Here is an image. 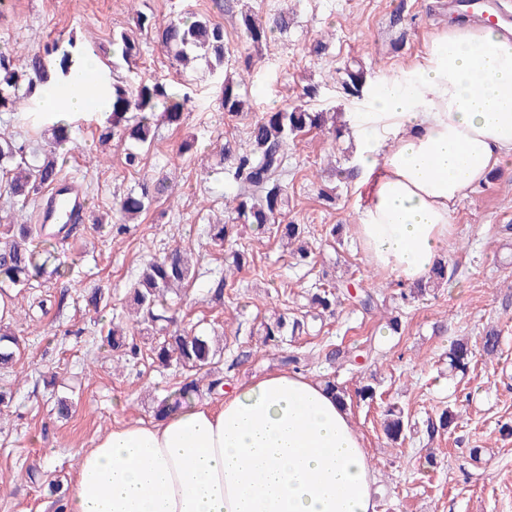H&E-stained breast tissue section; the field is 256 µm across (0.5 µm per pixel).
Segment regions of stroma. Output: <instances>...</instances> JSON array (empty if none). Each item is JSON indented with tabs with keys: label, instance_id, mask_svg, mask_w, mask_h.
<instances>
[{
	"label": "stroma",
	"instance_id": "35a3bbf8",
	"mask_svg": "<svg viewBox=\"0 0 512 512\" xmlns=\"http://www.w3.org/2000/svg\"><path fill=\"white\" fill-rule=\"evenodd\" d=\"M261 20L283 9L294 22L274 33L246 79L244 112L224 113L221 82L236 76L235 59L246 53L238 12L218 10L214 0H10L0 12V51L16 61L53 39L75 38L88 51L105 55L112 35L133 28L136 11L166 18L184 12L209 17L224 27V46L233 61L223 74L198 60L176 74L166 52L147 40L135 73L184 84L193 107L181 125L156 118L157 136L139 167L125 164L127 144L100 140L106 113L74 116L72 140L62 147L64 177L88 194L83 224L63 238L60 260L68 272L41 276L24 289H10L0 321L20 342V356L0 371V389L12 399L0 410V512H55L49 483L69 488L77 454L93 447L113 428L151 422L153 409L185 381L163 370L139 341L134 355H117L100 332L121 314L127 293L143 265L180 246L190 250L195 277L167 305L177 326L200 325L224 335V350L211 369L221 379L209 394L219 403L242 382L283 370L288 353L301 358L298 370L313 379L330 374L347 390L363 382L378 393L370 404L349 408L375 471V512H512V438L499 432L512 422V166H503L454 207L456 233L442 252L447 285L405 300V287L376 270L352 230L361 189L354 176L351 138L304 130L288 147L283 182L288 193L284 220L309 229L306 260L283 251L276 237L239 229L223 243L209 224L226 218L225 199L235 190L224 144L247 148L248 132L262 113L289 104L335 113L344 121L367 111L366 96L347 93L345 66L363 68L366 88L394 81L420 63L432 38L449 24L446 0H244ZM324 50L314 53L316 40ZM126 65L117 74L127 75ZM314 86V95L303 92ZM173 180L171 199L161 200L134 223L109 221L114 202L145 178ZM334 204H326L324 194ZM247 250L250 266L236 274L224 297L209 290L224 274L230 251ZM379 292L378 310L345 300L333 315L311 309L310 291L343 281ZM109 291V304L94 310L87 297ZM305 316V334L279 346L263 344L258 328L272 311ZM398 315L400 333L386 326ZM499 330L494 359L476 354L466 374L449 373L448 348L459 338L479 340ZM342 357H334V350ZM74 404L59 418L56 397ZM403 408L409 428L404 441L388 444L382 430L386 404ZM456 414L446 433L428 435L426 426L442 410ZM480 456H472V449Z\"/></svg>",
	"mask_w": 512,
	"mask_h": 512
}]
</instances>
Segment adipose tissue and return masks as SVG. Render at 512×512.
Returning a JSON list of instances; mask_svg holds the SVG:
<instances>
[{
    "label": "adipose tissue",
    "mask_w": 512,
    "mask_h": 512,
    "mask_svg": "<svg viewBox=\"0 0 512 512\" xmlns=\"http://www.w3.org/2000/svg\"><path fill=\"white\" fill-rule=\"evenodd\" d=\"M365 193L355 234L396 279H427L453 206L512 163V38L449 26L353 117ZM347 404L297 372L252 379L101 436L78 453L65 512H374Z\"/></svg>",
    "instance_id": "obj_1"
}]
</instances>
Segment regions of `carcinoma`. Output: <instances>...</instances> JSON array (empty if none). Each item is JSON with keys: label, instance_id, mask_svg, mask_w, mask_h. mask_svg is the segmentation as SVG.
<instances>
[{"label": "carcinoma", "instance_id": "carcinoma-1", "mask_svg": "<svg viewBox=\"0 0 512 512\" xmlns=\"http://www.w3.org/2000/svg\"><path fill=\"white\" fill-rule=\"evenodd\" d=\"M135 29L123 31L112 40V55L120 57L127 65H134L141 55L142 39L150 38L160 44L171 57L172 63L182 69L199 59L214 58L210 70L224 67V27L207 17L187 16L160 20L156 16L136 11ZM293 17L281 12L272 26L259 22L248 12L240 13V28L246 41L261 51L274 31L288 30ZM100 70L82 61V52L76 50V41L69 38L64 42L57 38L46 44L43 51L27 56L24 66L18 68L13 56L0 52V112H16L36 103L40 91L55 82L74 74L77 81L85 86L98 85ZM111 112L109 122L112 135L130 142L126 163L136 166L140 152L151 146L155 137L150 114L163 111V117L170 124L180 121L183 112L189 109L192 96L181 87L159 81L133 79L113 80ZM241 83L224 78L222 84L224 113L236 116L244 111L246 101L240 93ZM327 122V113L310 112L293 106H284L266 112L250 127V146L242 152H234L230 144H224V155L233 157L232 177L237 185V194L225 203L231 212V223L209 225L212 240H228L233 229L240 224H249L263 229L276 225L280 241L296 245L294 253L304 259L308 256L305 241V227L300 224H284L279 220L287 205L286 187L279 180L285 171L289 137L304 129L321 128ZM45 135L46 148L42 158L28 160L25 146L12 137L0 133V176L5 178V188L14 197L28 199L38 190L61 180L57 163V150L70 142L72 124L67 121L40 122ZM167 178H159L142 185L140 190L128 192L115 201L112 221L128 224L145 213L157 198L168 191ZM9 240L0 245V288L24 287L29 280L53 268L58 273L62 265L57 263V236L42 235L38 224H11ZM43 237L38 249L27 245L33 236ZM448 265L440 261L432 270L429 283L410 290L403 298L415 299L431 287L447 280ZM194 279L191 258L182 248L173 249L159 260L147 263L130 289L128 311L131 324H142V331L159 335L151 346L153 361L162 368L193 371L197 374L208 371L223 346L220 339L203 330L185 329L174 326L173 318L167 316L166 297L182 289ZM351 283L342 282L319 289L311 295L310 303L321 312L335 310L339 298L346 296L357 301L365 310L374 308L375 299L371 293L351 294ZM305 320L290 318L280 313L274 319L261 324L260 335L266 344L277 345L283 337L301 334ZM135 336L129 328L114 324L108 329L106 345L113 351L137 350V344L130 341ZM482 351L487 356L496 354L500 337L491 328L481 336ZM18 342L10 328L0 325V369L14 366ZM473 353L466 339L454 341L448 351V369L465 373L472 361ZM197 380L182 383L175 395L161 399L155 409V416L166 411L192 403L199 395ZM408 421L404 411L396 404L384 410L383 432L387 441L397 443L405 438Z\"/></svg>", "mask_w": 512, "mask_h": 512}]
</instances>
